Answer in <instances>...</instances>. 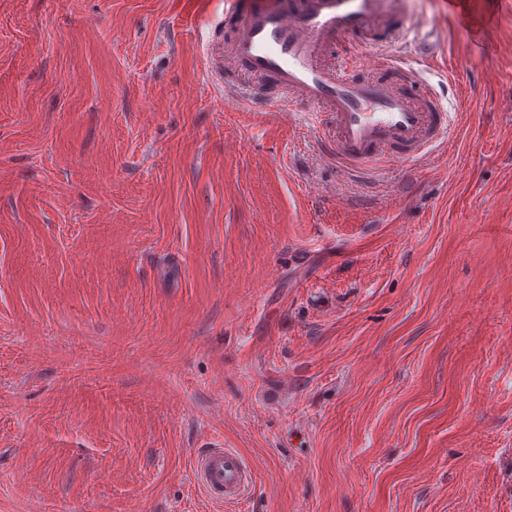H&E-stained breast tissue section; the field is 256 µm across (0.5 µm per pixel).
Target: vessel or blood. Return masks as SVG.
Here are the masks:
<instances>
[{
  "instance_id": "vessel-or-blood-1",
  "label": "vessel or blood",
  "mask_w": 512,
  "mask_h": 512,
  "mask_svg": "<svg viewBox=\"0 0 512 512\" xmlns=\"http://www.w3.org/2000/svg\"><path fill=\"white\" fill-rule=\"evenodd\" d=\"M225 18L236 20L232 49L239 65L260 78H273L289 93L333 112L335 125L323 139L331 155L352 169L390 161H415L446 138L447 109L423 75L438 59V33L421 28L410 56L383 52L377 35L404 41L405 17H394L392 0H226ZM368 38L376 50L372 74L355 78L329 67L331 39ZM204 491L233 501L252 480L236 452L212 446L193 462Z\"/></svg>"
}]
</instances>
